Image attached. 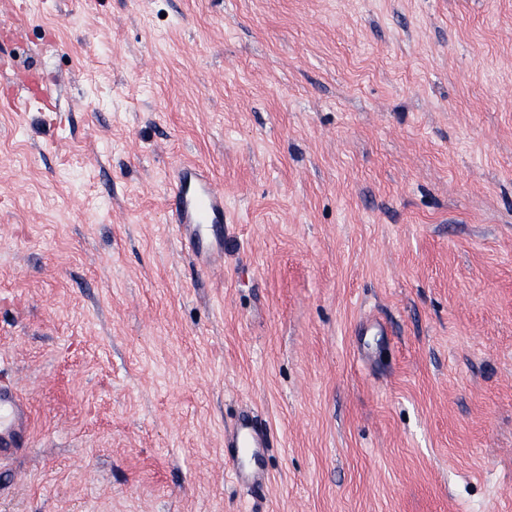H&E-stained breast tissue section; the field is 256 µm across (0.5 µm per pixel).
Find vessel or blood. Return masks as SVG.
Masks as SVG:
<instances>
[{"label": "vessel or blood", "instance_id": "b4317fda", "mask_svg": "<svg viewBox=\"0 0 512 512\" xmlns=\"http://www.w3.org/2000/svg\"><path fill=\"white\" fill-rule=\"evenodd\" d=\"M174 228L181 243L194 256L205 257L224 239V192L203 170L181 167L172 184ZM29 426V411L12 386L0 384V460L19 448ZM266 445L264 432L249 418H240L226 445L240 448Z\"/></svg>", "mask_w": 512, "mask_h": 512}]
</instances>
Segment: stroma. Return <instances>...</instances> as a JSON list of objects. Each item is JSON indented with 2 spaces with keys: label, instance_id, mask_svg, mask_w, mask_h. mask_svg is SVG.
I'll return each instance as SVG.
<instances>
[{
  "label": "stroma",
  "instance_id": "obj_1",
  "mask_svg": "<svg viewBox=\"0 0 512 512\" xmlns=\"http://www.w3.org/2000/svg\"><path fill=\"white\" fill-rule=\"evenodd\" d=\"M0 512H512V0H0ZM224 190L182 254L174 169ZM266 427L261 487L224 437ZM28 426V407L12 386L0 384V460L20 447Z\"/></svg>",
  "mask_w": 512,
  "mask_h": 512
}]
</instances>
